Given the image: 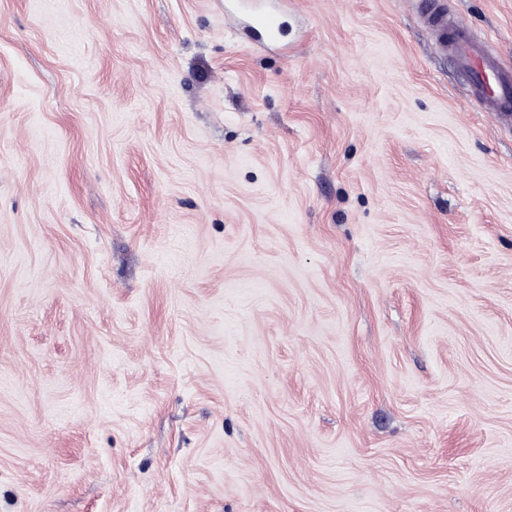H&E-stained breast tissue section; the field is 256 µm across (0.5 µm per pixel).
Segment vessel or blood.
<instances>
[{
	"label": "vessel or blood",
	"instance_id": "b4317fda",
	"mask_svg": "<svg viewBox=\"0 0 512 512\" xmlns=\"http://www.w3.org/2000/svg\"><path fill=\"white\" fill-rule=\"evenodd\" d=\"M423 23L430 31L437 53L448 58L466 76L472 94L485 112L504 126H512V72L503 70L489 43L472 34L443 0H415ZM247 20L272 43H283L285 22L281 12L266 0H225L224 18Z\"/></svg>",
	"mask_w": 512,
	"mask_h": 512
}]
</instances>
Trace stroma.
Listing matches in <instances>:
<instances>
[{
  "mask_svg": "<svg viewBox=\"0 0 512 512\" xmlns=\"http://www.w3.org/2000/svg\"><path fill=\"white\" fill-rule=\"evenodd\" d=\"M285 21L0 0V512H512V130L412 0Z\"/></svg>",
  "mask_w": 512,
  "mask_h": 512,
  "instance_id": "stroma-1",
  "label": "stroma"
}]
</instances>
